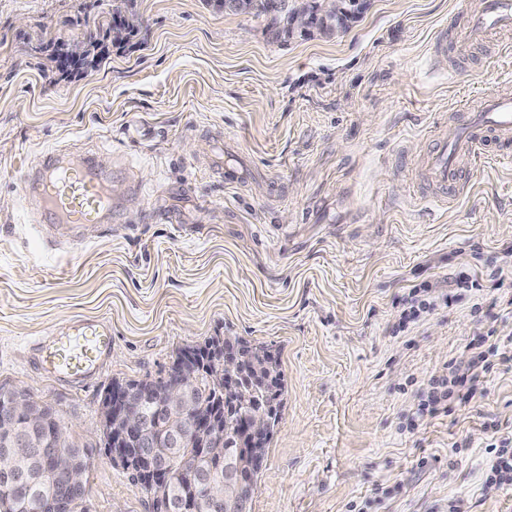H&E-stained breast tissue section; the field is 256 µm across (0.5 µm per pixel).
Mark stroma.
I'll return each instance as SVG.
<instances>
[{"instance_id":"stroma-1","label":"stroma","mask_w":512,"mask_h":512,"mask_svg":"<svg viewBox=\"0 0 512 512\" xmlns=\"http://www.w3.org/2000/svg\"><path fill=\"white\" fill-rule=\"evenodd\" d=\"M137 15L133 48L73 84L44 49ZM468 0H367L346 29L276 38L211 0H0V391L23 388L89 451L87 512H153L113 461V381L166 376L215 336L266 344L284 374L251 512H512L484 485L491 421L512 427V371L485 394L418 414L448 360L512 339V133L497 163L459 159L449 199L424 158L512 90V32L434 54ZM93 156L121 211L79 233L45 226L23 177L50 152ZM480 290L457 288L459 272ZM453 297L405 331L412 285ZM112 329L73 384L38 348L68 320Z\"/></svg>"}]
</instances>
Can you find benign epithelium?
<instances>
[{
	"label": "benign epithelium",
	"mask_w": 512,
	"mask_h": 512,
	"mask_svg": "<svg viewBox=\"0 0 512 512\" xmlns=\"http://www.w3.org/2000/svg\"><path fill=\"white\" fill-rule=\"evenodd\" d=\"M349 13L347 0H309L306 5L289 14L290 32L305 34L317 21L341 18ZM195 380L186 377L176 369L169 373L164 403L160 408L162 421L168 431L166 443L174 452L160 456L157 448L161 441L149 438L150 418L145 412L144 400L147 396L135 389L122 386L109 390L102 402V434L108 448L117 457L135 450L140 471L161 486H169L174 476L193 474L200 461L221 460L218 455L223 445L224 435L221 426L222 414L217 409L195 402ZM4 403L0 406V437L12 448L21 447L18 439L12 437L20 416L35 420L41 426L50 422L46 408H34L25 404L16 391L3 393ZM267 431V417L264 412H254L248 420V433L251 442L261 440ZM54 452L45 458V467L59 484L73 491L83 489L85 471L62 453L66 439L60 423L49 428ZM10 455L0 456V481L14 484L25 478L22 469L14 464L5 465ZM248 483L244 463L238 461L233 466H224V479L211 482L207 501L213 512H247V497L244 494ZM158 512H196V503L189 493L180 495L179 501L163 500Z\"/></svg>",
	"instance_id": "7a95c632"
}]
</instances>
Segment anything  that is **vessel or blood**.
<instances>
[{
  "instance_id": "b4317fda",
  "label": "vessel or blood",
  "mask_w": 512,
  "mask_h": 512,
  "mask_svg": "<svg viewBox=\"0 0 512 512\" xmlns=\"http://www.w3.org/2000/svg\"><path fill=\"white\" fill-rule=\"evenodd\" d=\"M467 30L474 37L512 31V0H484L482 11L471 16ZM487 131H512V95L485 96L480 111L470 113L467 123L450 130L427 157L431 176L449 191L459 192L457 159L463 154L482 156ZM25 184L43 221L74 229L112 221L116 208L112 175L87 156L46 153L38 166L26 172ZM111 345L112 332L105 322L76 320L56 328L41 349L40 367L48 375L76 382L103 363Z\"/></svg>"
}]
</instances>
